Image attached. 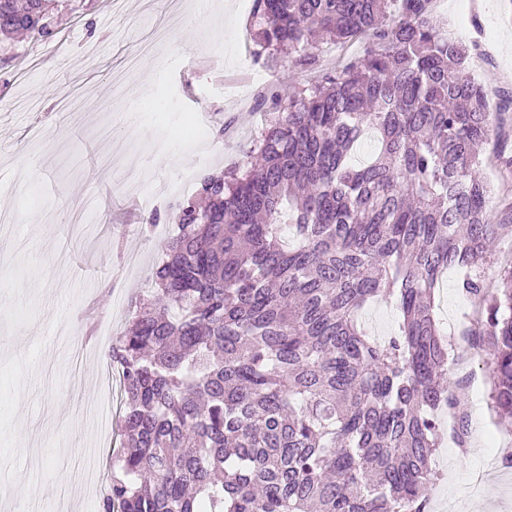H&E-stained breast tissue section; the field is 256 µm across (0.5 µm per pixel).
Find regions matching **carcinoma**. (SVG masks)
Returning <instances> with one entry per match:
<instances>
[{
    "mask_svg": "<svg viewBox=\"0 0 512 512\" xmlns=\"http://www.w3.org/2000/svg\"><path fill=\"white\" fill-rule=\"evenodd\" d=\"M82 0H0V36L52 40ZM253 54L314 65V35L372 44L309 88L269 90L247 161L178 205L154 287L109 351L125 393L101 512H427L437 411L459 390L433 314L450 268L478 300L471 350L512 419V266L474 270L512 237L492 220L480 147L500 123L433 0H257ZM377 133L370 162L350 163ZM392 298L387 340L361 312Z\"/></svg>",
    "mask_w": 512,
    "mask_h": 512,
    "instance_id": "1",
    "label": "carcinoma"
}]
</instances>
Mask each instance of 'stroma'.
<instances>
[{"mask_svg":"<svg viewBox=\"0 0 512 512\" xmlns=\"http://www.w3.org/2000/svg\"><path fill=\"white\" fill-rule=\"evenodd\" d=\"M207 20L187 30L183 19L196 0H128L124 13L107 0H86L63 15L62 38L47 44L27 35L0 52V209L13 217L10 237L26 247L9 270L0 269V512H43L58 499L59 452L82 458L95 449L94 498H87L79 469H71L65 512H98L112 479L110 457L121 446L119 416L124 394L118 372L101 347L98 328L123 333L129 311L152 285V270L164 241L176 231V204L152 236L142 229L152 209L131 210L127 175L117 164L137 154L148 183L183 173L202 176L244 163L245 152L264 124L267 106L239 107L238 82L215 81L202 66L186 68V53L223 57L228 73L259 71L260 86L305 88L330 61L356 56L360 44H321L315 66L285 59L269 68L255 59L251 17L255 0H208ZM436 0L435 13L449 37L470 50L469 75L492 98L503 118L491 132L481 171L494 196L512 195L499 155H512V0ZM153 13L169 38L147 53L149 32L140 9ZM103 47L89 64V47ZM211 131L207 140L181 135L184 116ZM232 123L229 135L217 130ZM101 203L93 225L97 243L72 237L73 210ZM474 299L465 296L455 272L436 294L435 314L446 336L469 324ZM489 358H473L462 397L469 434L483 437L474 456H460L445 436L432 465L438 473L428 496L432 512H512V468L502 464L512 450V425L495 423L489 406ZM112 384L109 419L90 423L74 410L70 388L99 394Z\"/></svg>","mask_w":512,"mask_h":512,"instance_id":"1","label":"stroma"}]
</instances>
